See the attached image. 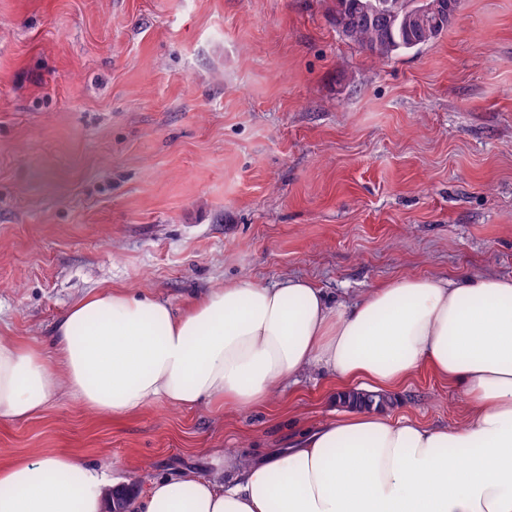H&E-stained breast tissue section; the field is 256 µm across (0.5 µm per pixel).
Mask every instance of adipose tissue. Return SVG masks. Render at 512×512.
<instances>
[{
	"label": "adipose tissue",
	"instance_id": "obj_1",
	"mask_svg": "<svg viewBox=\"0 0 512 512\" xmlns=\"http://www.w3.org/2000/svg\"><path fill=\"white\" fill-rule=\"evenodd\" d=\"M467 406L461 427L356 408L259 458L225 455L224 479L152 480L131 512H512V278L407 276L331 302L309 280H238L185 312L103 289L56 321L50 347L0 341V417L60 394L113 419L164 402L259 407L300 375L343 394L398 388L421 368ZM102 469L69 452L0 465V512H104Z\"/></svg>",
	"mask_w": 512,
	"mask_h": 512
}]
</instances>
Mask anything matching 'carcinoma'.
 I'll return each instance as SVG.
<instances>
[{"mask_svg":"<svg viewBox=\"0 0 512 512\" xmlns=\"http://www.w3.org/2000/svg\"><path fill=\"white\" fill-rule=\"evenodd\" d=\"M454 0H335L332 16L336 27L373 58L384 61L394 55L420 50L438 39L452 25ZM346 407L383 405L380 394L349 391L340 396Z\"/></svg>","mask_w":512,"mask_h":512,"instance_id":"obj_1","label":"carcinoma"}]
</instances>
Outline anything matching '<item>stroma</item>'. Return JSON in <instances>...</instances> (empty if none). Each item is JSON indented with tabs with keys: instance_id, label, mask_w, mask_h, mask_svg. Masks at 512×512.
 Returning a JSON list of instances; mask_svg holds the SVG:
<instances>
[{
	"instance_id": "35a3bbf8",
	"label": "stroma",
	"mask_w": 512,
	"mask_h": 512,
	"mask_svg": "<svg viewBox=\"0 0 512 512\" xmlns=\"http://www.w3.org/2000/svg\"><path fill=\"white\" fill-rule=\"evenodd\" d=\"M333 0H0V341L105 288L181 310L240 279L332 299L404 275L512 278V0H461L417 54L350 43ZM320 370L264 407L66 395L0 418V464L70 451L143 489L284 448L343 407ZM392 417L465 422L421 369Z\"/></svg>"
}]
</instances>
